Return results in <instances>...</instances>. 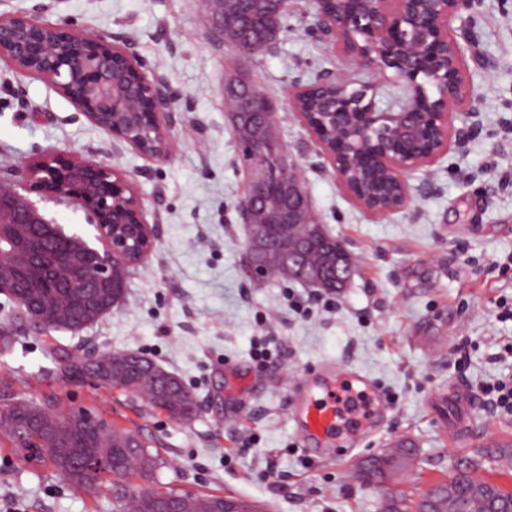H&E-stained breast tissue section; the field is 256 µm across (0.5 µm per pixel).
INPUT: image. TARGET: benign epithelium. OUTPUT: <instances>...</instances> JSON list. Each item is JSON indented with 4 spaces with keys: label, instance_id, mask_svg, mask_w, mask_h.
I'll list each match as a JSON object with an SVG mask.
<instances>
[{
    "label": "benign epithelium",
    "instance_id": "obj_1",
    "mask_svg": "<svg viewBox=\"0 0 512 512\" xmlns=\"http://www.w3.org/2000/svg\"><path fill=\"white\" fill-rule=\"evenodd\" d=\"M385 2L345 0L343 6L327 10L325 0H312L316 30L329 39L333 49L350 64L365 68L374 78L372 82H358L355 89L348 78L336 83V100L345 103L348 111L356 109L353 135L361 142L371 143L369 157L399 185L400 193L393 204L378 207L366 198L356 186L352 167L343 164L328 146L322 124L299 109V100L310 86H295L289 94L291 109L326 156L342 187L375 216L404 208L409 201V174L437 161L451 147L462 143V134L453 128V115L465 107L471 97L468 61L475 56L472 44L460 42L452 27V20L464 0H425L427 8L423 12L413 8L414 0H402L395 11L387 9ZM7 25L35 26L37 22L27 13H15L0 17V33ZM52 29L60 46V51L46 56L53 86L64 94L69 74L82 72L87 86L95 90V94L85 95L74 104L92 123L99 124L102 109L118 105L112 98V87L122 85L134 96L144 88L149 89L141 115L146 122L161 125L169 96L162 84L141 70L132 55L114 43L86 39L59 24L52 25ZM117 53L125 58L119 71L112 68ZM390 82L402 88L403 96L396 109L385 111L377 106L376 95L379 86ZM47 161L46 176L37 187L60 200L78 202L95 216L103 204L95 203L84 192L76 190L72 176L77 175L82 180L99 179L105 192L114 197L123 196L129 189L127 181L108 166L69 163L54 155L47 156ZM267 190L264 167L253 165L238 207L246 228L243 250L247 262H252L254 254L264 253L301 274L308 268V244L293 240L287 230L273 237L269 226L260 223L256 216L257 204ZM37 213L35 205L27 202L21 209L10 212V223L50 225L48 220L32 219ZM130 218L131 223L125 224L121 231L116 224H96L93 244L80 236L69 239L72 253H94L99 257L93 273L81 276L85 280L84 287L107 288L112 284L115 271L128 263L130 234L136 232L143 236L145 248L139 260H144L152 251L153 232L140 201L131 206ZM110 470L112 459L109 457H90L82 464V472L91 484L95 475ZM201 503V512H250L244 501L236 497L213 496Z\"/></svg>",
    "mask_w": 512,
    "mask_h": 512
}]
</instances>
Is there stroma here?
<instances>
[{"label":"stroma","instance_id":"1","mask_svg":"<svg viewBox=\"0 0 512 512\" xmlns=\"http://www.w3.org/2000/svg\"><path fill=\"white\" fill-rule=\"evenodd\" d=\"M206 0H0L17 12L88 38L127 47L172 98L170 154L150 159L90 122L50 81L16 74L0 61V147L9 150L1 182L21 180L37 159L112 167L141 201L156 240L131 269L119 305L83 330L45 337L25 319L0 356V401L51 397L138 434L159 461L147 485L232 495L270 512H381L382 490L355 478L360 462L411 439L413 470L391 483L415 512L424 490L461 469L512 491V417L496 413L483 384L512 375V0H466L454 28L476 40L474 93L453 117L460 146L412 172L411 198L374 217L341 187L327 158L288 104L293 86L352 67L314 32L308 0H288L272 48L241 57L204 26ZM245 70L275 104L283 142L298 161L318 223L341 240L355 265L347 288L328 295L291 282L259 283L245 268L238 205L246 167L224 96V76ZM66 232L93 238L91 216L34 186L24 192ZM306 309H293L289 292ZM270 337L272 363L256 348ZM75 354L135 352L190 387L199 412L190 423L146 407L137 396L89 379L58 377L48 349ZM360 369L389 393L385 428L353 451L321 461L300 446L289 420V385L318 365ZM460 384L476 394L471 430L456 441L436 392ZM112 485L73 487L19 462L0 447V512H113Z\"/></svg>","mask_w":512,"mask_h":512}]
</instances>
